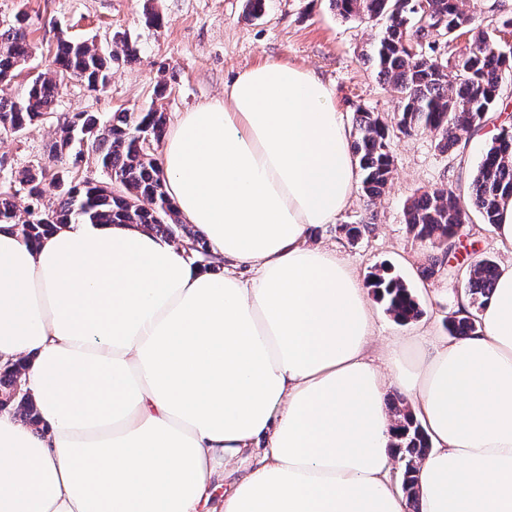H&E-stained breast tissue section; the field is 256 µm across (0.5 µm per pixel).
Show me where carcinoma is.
<instances>
[{"label": "carcinoma", "instance_id": "carcinoma-1", "mask_svg": "<svg viewBox=\"0 0 512 512\" xmlns=\"http://www.w3.org/2000/svg\"><path fill=\"white\" fill-rule=\"evenodd\" d=\"M465 0H432L428 16L415 9L416 0H330L344 19H386L366 58L380 81L398 98L399 111L388 123L379 114L358 105L354 109L355 134L351 144L361 171V190L373 202L387 186L393 167L390 140L395 134L426 133L437 148L451 151L461 135L479 128L498 102L503 80L512 74V47L502 46L487 32L475 28L473 11ZM471 34L459 47L457 39ZM27 18L17 13L0 22V84L10 83L24 70L33 54ZM136 44L121 40L110 50L65 34L57 37L51 63L32 76L16 95L0 96V134L22 132L50 120L65 80L76 77L90 91L104 89L112 76V63L137 58ZM165 113L151 105L123 109L102 117L80 112L57 124L50 151L68 163L49 171L26 167L0 182V223L14 224L20 235L38 243L59 224H140L164 239L181 244L193 242L196 257L206 261L209 246L184 224L166 191L156 157L164 138ZM91 148L96 162L110 175L100 182L78 175L83 146ZM55 202L44 204L46 194ZM23 194L27 205L18 213L15 199ZM512 199V131L500 133L486 150L465 191L441 185L411 197L405 220L413 238L430 248L423 272L441 273L443 260L436 251L448 253L459 225L477 211L484 223H499L501 208ZM372 221L340 224L347 241L355 242L372 230ZM499 273L492 258H481L466 276L465 290L471 310L454 313L445 321L450 336L462 338L481 331L478 312L488 301ZM368 287L396 321L409 323L422 310L413 288L391 269L382 266L371 273ZM13 406L28 422H37L33 400L22 388L18 372L0 371V410ZM396 418L397 453L404 456L403 492L417 507L416 465L430 449L420 423L402 398L390 400Z\"/></svg>", "mask_w": 512, "mask_h": 512}]
</instances>
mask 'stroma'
Wrapping results in <instances>:
<instances>
[{"instance_id": "35a3bbf8", "label": "stroma", "mask_w": 512, "mask_h": 512, "mask_svg": "<svg viewBox=\"0 0 512 512\" xmlns=\"http://www.w3.org/2000/svg\"><path fill=\"white\" fill-rule=\"evenodd\" d=\"M479 28L512 43V0H473ZM29 16L30 39L36 65L48 62L59 33L102 48L126 38L136 42V62H114L104 90L89 91L71 79L54 106L56 118L78 112L107 116L121 109H137L159 102L168 121L179 113L221 97L224 86L244 69L280 60L317 72L335 92L336 108L352 114L355 105L392 118L398 101L379 81L366 53L383 20L344 19L330 0H265L261 16H249L246 0H0V21L18 11ZM164 22L151 26L150 13ZM165 86L163 99L154 90ZM512 130V75L504 79L496 107L478 130L463 135L452 152H440L427 134L397 136L390 144L394 159L392 181L374 204L354 193L351 205L337 224L356 221L366 208L377 215L372 232L348 243L326 224L315 236L357 274L367 279L381 264L394 265L417 294L422 315L401 324L394 321L377 297L371 357L383 366L387 345L409 336L447 337L446 317L452 315L465 292L464 273L475 261L489 257L504 261L506 252L491 225L472 215L463 225L456 245L444 259L443 270L423 279L420 270L428 253L408 232L404 212L410 197L438 185L452 188L469 183L480 160L502 129ZM54 124L31 126L18 136L0 135V177L27 166L58 168L50 152Z\"/></svg>"}]
</instances>
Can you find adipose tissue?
Returning a JSON list of instances; mask_svg holds the SVG:
<instances>
[{"label": "adipose tissue", "mask_w": 512, "mask_h": 512, "mask_svg": "<svg viewBox=\"0 0 512 512\" xmlns=\"http://www.w3.org/2000/svg\"><path fill=\"white\" fill-rule=\"evenodd\" d=\"M169 197L233 272L137 224H0V368L39 426L0 412V512H408L387 479L396 389L431 448L419 512H512V259L482 331L369 360L355 272L314 243L356 182L351 128L313 71L271 60L181 113ZM231 471L225 472V478L223 472L215 476L212 482V488L210 492V498L206 505H204L200 511L204 512H220L224 506V491L230 489L232 480L243 474V470L237 471L236 473L227 476Z\"/></svg>", "instance_id": "1"}]
</instances>
